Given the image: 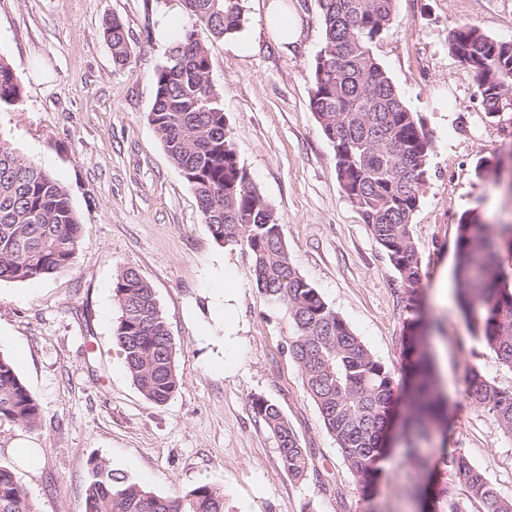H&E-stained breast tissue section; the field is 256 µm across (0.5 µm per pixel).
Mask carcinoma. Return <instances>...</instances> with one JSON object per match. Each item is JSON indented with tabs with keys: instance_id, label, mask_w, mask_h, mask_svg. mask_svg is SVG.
I'll use <instances>...</instances> for the list:
<instances>
[{
	"instance_id": "cac0c4a2",
	"label": "carcinoma",
	"mask_w": 512,
	"mask_h": 512,
	"mask_svg": "<svg viewBox=\"0 0 512 512\" xmlns=\"http://www.w3.org/2000/svg\"><path fill=\"white\" fill-rule=\"evenodd\" d=\"M189 24L168 50L153 78L147 119L196 196L202 222L215 241L247 253L256 285L269 301L287 307L293 336L288 351L305 389L341 450L350 473L364 481L379 470L396 372L377 360L358 336L292 266L275 209L254 185L229 136L213 88L208 43L239 33L244 0H178ZM323 47L314 59L309 107L334 150L336 181L359 211L409 292L421 288V265L411 221L430 177L433 138L412 112L372 51L392 23L396 0H318ZM114 61L133 54L124 24L104 30ZM467 48L483 112L512 93V42L487 36L472 22L448 33V50ZM20 96L11 65L0 57V104ZM82 227L69 195L49 173L20 158L0 140V281L35 280L75 264ZM460 308L475 338L512 369V276L497 237L479 214L459 219ZM113 300L120 316L113 339L138 391L162 406L178 391L174 343L155 292L139 271L116 274ZM425 328L410 337L408 415L403 432L426 438L438 424L441 398L434 362L424 348ZM466 396L488 409L512 439V392L478 369L466 377ZM255 414L277 440L284 469L305 475L309 459L280 407L252 398ZM0 423L41 425L38 401L10 359L0 356ZM448 469L463 481L485 512H512L487 475L461 451ZM87 512H224V489L201 483L183 495L162 497L128 479L100 458L91 461ZM0 512H39L11 469L0 465Z\"/></svg>"
}]
</instances>
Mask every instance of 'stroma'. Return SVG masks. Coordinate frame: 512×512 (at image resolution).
I'll return each instance as SVG.
<instances>
[{"instance_id":"1","label":"stroma","mask_w":512,"mask_h":512,"mask_svg":"<svg viewBox=\"0 0 512 512\" xmlns=\"http://www.w3.org/2000/svg\"><path fill=\"white\" fill-rule=\"evenodd\" d=\"M299 25L283 45L265 24L267 0H245L246 23L210 41L211 79L239 160L283 226L296 271L376 359H402L408 290L356 208L341 192L334 151L309 109L312 62L323 45L317 0H285ZM163 0H0V55L20 100L0 106V139L67 189L82 224L76 264L36 281L0 282V354L37 398L41 425H0V464L39 512H86L90 462L162 496L201 483L224 490V512H427L442 488L466 512H484L443 464L462 451L512 498V438L465 395L470 368L504 391L512 369L476 340L457 303L460 216L478 211L512 224V124L485 115L472 72L448 50L460 22L512 42V0H397L373 53L433 135L431 176L412 217L422 265L429 346L447 402L445 421L422 441L421 471L394 435L371 496L345 466L288 353L286 307L257 289L240 247L217 243L196 197L166 155L147 114L153 76L166 62L158 36ZM119 19L134 47L119 66L103 37ZM136 268L152 286L176 347L181 386L165 405L146 400L113 342L119 308L112 281ZM237 278L225 310L236 344L218 352L213 289ZM223 370H216V358ZM276 403L306 448L294 478L252 408ZM40 450L23 464L20 440Z\"/></svg>"}]
</instances>
